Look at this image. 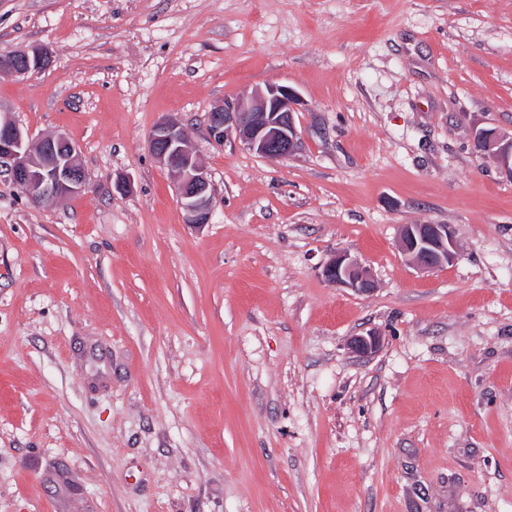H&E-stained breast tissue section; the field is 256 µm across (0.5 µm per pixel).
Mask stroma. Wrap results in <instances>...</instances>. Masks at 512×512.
Returning <instances> with one entry per match:
<instances>
[{"label": "stroma", "instance_id": "1", "mask_svg": "<svg viewBox=\"0 0 512 512\" xmlns=\"http://www.w3.org/2000/svg\"><path fill=\"white\" fill-rule=\"evenodd\" d=\"M34 47L0 110L88 187L0 178V512H512V179L472 143L512 130V0H0V52ZM271 83L297 153L210 140ZM170 116L201 228L148 149ZM405 224L455 260L416 269ZM149 150L154 159L177 177V200L186 214L187 224L203 227L210 221L213 194L199 157L189 148L181 122L168 117L152 129ZM400 249L418 269L429 271L453 262L455 240L447 224H405L400 234ZM323 275L330 283L357 293H368L375 288L369 272L347 254H336L324 267Z\"/></svg>", "mask_w": 512, "mask_h": 512}]
</instances>
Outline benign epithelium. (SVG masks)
I'll return each mask as SVG.
<instances>
[{"label":"benign epithelium","mask_w":512,"mask_h":512,"mask_svg":"<svg viewBox=\"0 0 512 512\" xmlns=\"http://www.w3.org/2000/svg\"><path fill=\"white\" fill-rule=\"evenodd\" d=\"M50 63L41 48L0 54V73L25 77L39 73ZM299 97L290 86L270 84L265 90L224 101L207 114L210 139L222 145L229 139L266 158H288L301 146L295 114ZM476 151L495 158L500 172L512 177V132L478 129L473 135ZM149 150L154 159L177 177V200L187 223L203 227L209 223L213 194L199 157L189 148L181 122L168 117L152 129ZM34 203L52 201L84 191L87 175L72 143L63 136H48L32 146L29 138L9 117L0 113V174ZM400 249L418 269L429 271L453 262L455 240L448 224H404ZM330 283L368 293L375 288L369 272L348 255H335L324 267ZM357 352L375 351L380 340L375 335L358 336L353 341Z\"/></svg>","instance_id":"7a95c632"}]
</instances>
